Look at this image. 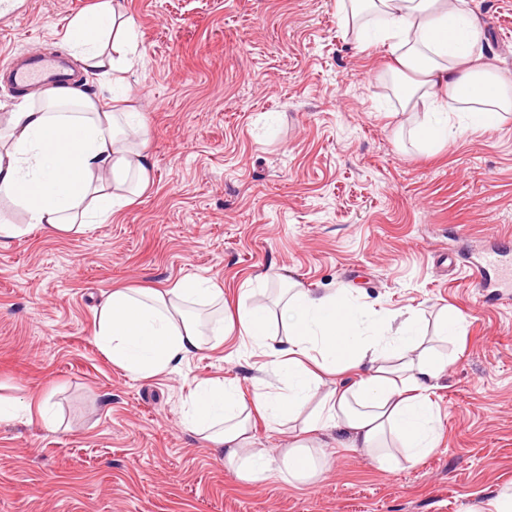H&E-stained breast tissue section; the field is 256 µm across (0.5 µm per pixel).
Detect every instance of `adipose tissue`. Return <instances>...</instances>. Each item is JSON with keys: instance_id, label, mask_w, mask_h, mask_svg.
<instances>
[{"instance_id": "ef3b65f1", "label": "adipose tissue", "mask_w": 512, "mask_h": 512, "mask_svg": "<svg viewBox=\"0 0 512 512\" xmlns=\"http://www.w3.org/2000/svg\"><path fill=\"white\" fill-rule=\"evenodd\" d=\"M345 27L358 42L386 44L398 65L401 109L424 105L417 129L430 145L472 128L497 125L512 112V82L484 63L487 33L469 13L466 0H346ZM135 22L122 0H99L76 16L65 42L81 70L121 84L136 52ZM47 108L19 106L0 136V196L28 216L27 225L0 220V244L39 229L48 234H86L109 223L151 181L148 140L133 107H108L78 85L47 91ZM221 294L209 281L191 278L163 289L122 288L95 314L96 341L113 365L135 377L173 372L204 346L189 302H215ZM283 337L270 334L272 312L238 302L237 332L243 344L266 358L262 372L275 390L244 400L231 383H199L185 404L184 423L203 436L235 467L240 479L260 482L279 467L288 483H316L325 464L316 450L323 431L335 428L351 448L365 449L388 470L417 463L435 448L441 434L429 398L450 359L426 346V333L414 316L396 329L389 317L363 329L357 310L289 282L280 295ZM354 378L325 395L323 375ZM316 413L305 414L311 400ZM271 425L301 420L298 436L277 458L252 445L254 415Z\"/></svg>"}]
</instances>
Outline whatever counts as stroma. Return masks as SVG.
<instances>
[{
	"label": "stroma",
	"instance_id": "obj_1",
	"mask_svg": "<svg viewBox=\"0 0 512 512\" xmlns=\"http://www.w3.org/2000/svg\"><path fill=\"white\" fill-rule=\"evenodd\" d=\"M96 0H31L0 60L68 55ZM512 77V0H467ZM137 60L125 92L152 182L89 234L32 230L0 245V399L47 403L0 424V512H459L512 482V295L477 288L461 253L512 250V115L430 147L389 84L394 60L347 33L339 0H124ZM198 276L228 304H270L284 278L342 293L368 319L462 318L430 393L441 441L385 471L327 431L311 486L249 484L183 423L203 381L251 400L263 355L206 336L171 373L137 378L94 336L116 288Z\"/></svg>",
	"mask_w": 512,
	"mask_h": 512
}]
</instances>
